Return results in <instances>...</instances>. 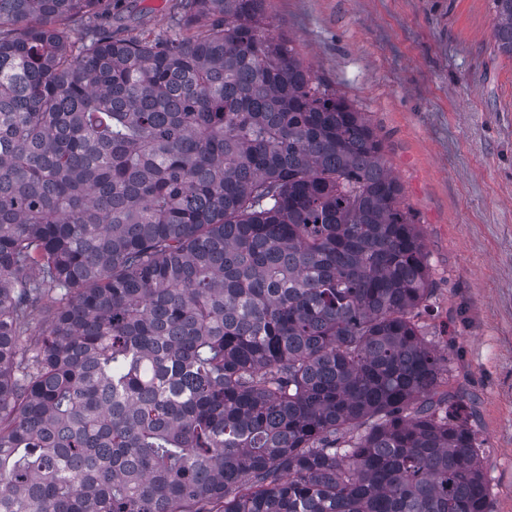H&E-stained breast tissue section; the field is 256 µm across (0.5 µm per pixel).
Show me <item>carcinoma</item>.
Returning a JSON list of instances; mask_svg holds the SVG:
<instances>
[{
    "label": "carcinoma",
    "instance_id": "carcinoma-1",
    "mask_svg": "<svg viewBox=\"0 0 512 512\" xmlns=\"http://www.w3.org/2000/svg\"><path fill=\"white\" fill-rule=\"evenodd\" d=\"M111 2L0 0V512H491L370 120L267 0ZM161 1V5L154 2ZM167 0H122V7L112 10L106 22L115 33L126 34L138 31H161L168 22Z\"/></svg>",
    "mask_w": 512,
    "mask_h": 512
}]
</instances>
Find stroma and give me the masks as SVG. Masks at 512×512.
<instances>
[{"label": "stroma", "instance_id": "35a3bbf8", "mask_svg": "<svg viewBox=\"0 0 512 512\" xmlns=\"http://www.w3.org/2000/svg\"><path fill=\"white\" fill-rule=\"evenodd\" d=\"M270 29L376 127L421 224L436 290L419 319L487 441L493 512H512V58L492 0H269ZM114 32L161 31L121 0Z\"/></svg>", "mask_w": 512, "mask_h": 512}]
</instances>
